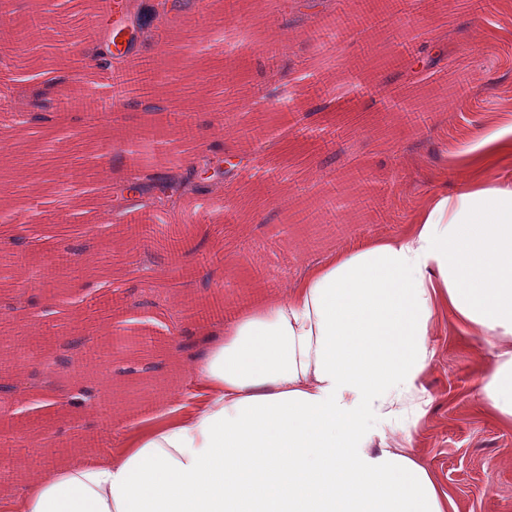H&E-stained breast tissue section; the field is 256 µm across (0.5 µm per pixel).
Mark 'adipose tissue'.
Here are the masks:
<instances>
[{
  "label": "adipose tissue",
  "mask_w": 512,
  "mask_h": 512,
  "mask_svg": "<svg viewBox=\"0 0 512 512\" xmlns=\"http://www.w3.org/2000/svg\"><path fill=\"white\" fill-rule=\"evenodd\" d=\"M481 337L475 385L512 427V183L439 193L280 295L192 337L177 388L117 452L47 458L0 512H455L410 436L441 314Z\"/></svg>",
  "instance_id": "adipose-tissue-1"
}]
</instances>
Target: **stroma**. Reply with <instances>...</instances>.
Returning <instances> with one entry per match:
<instances>
[{
	"label": "stroma",
	"instance_id": "1",
	"mask_svg": "<svg viewBox=\"0 0 512 512\" xmlns=\"http://www.w3.org/2000/svg\"><path fill=\"white\" fill-rule=\"evenodd\" d=\"M10 2L44 16L33 43L38 56H58L95 24L85 0ZM301 2L279 0L268 21L264 0H239L231 12L216 0L206 10L180 13L176 49L156 59L170 96L161 100L147 91L128 113L140 116L141 104L157 102L187 112L196 143L219 154L236 151L246 161L225 179L223 195H194L179 210L158 214L150 247L131 236L115 246L116 224L99 238L94 269L68 268L58 259L60 242L92 229L124 177V154L111 150L103 119L75 107L59 129L0 127V179L10 167L22 172L9 187L16 201L8 210L14 218L9 231L25 233L26 254L40 266L35 294L42 330L29 335L26 318L0 311V377L30 346L40 345L41 357L54 355L59 337L77 328L87 342L72 366L56 374L57 389L86 373L99 380L102 401L123 410L104 423L95 414L55 407L43 412L35 429L27 424L30 398L13 396L10 411L0 414V486L22 483L24 470L43 466L44 450L36 443L43 429L53 433L60 461L117 448L123 417L163 403L183 384L187 353L180 330L196 328L199 303L219 304L233 315L282 293L310 261L353 237L403 230L434 192L461 181L512 180V154L467 165L458 156L498 121L512 118V8L505 0H493L487 14L480 0H425L408 23H388L366 56L356 34L339 48L312 42L314 13ZM402 38L415 58L447 41L448 57L415 71L392 65ZM286 56L292 67L276 104L255 109L247 65L259 61L274 69ZM360 56L370 90L353 98L342 74L347 61ZM24 71L33 75L41 68L23 65L0 25V112L13 110ZM297 114L302 123H294ZM63 141L102 154L107 187L81 178L88 162L73 158L77 177L68 193H59L53 176L61 162L52 151ZM105 295L119 315L89 310ZM434 347L423 380L432 402L413 432L416 452L456 512H512V427L480 410L473 386L480 341L445 314ZM133 361L153 369L128 373Z\"/></svg>",
	"mask_w": 512,
	"mask_h": 512
}]
</instances>
